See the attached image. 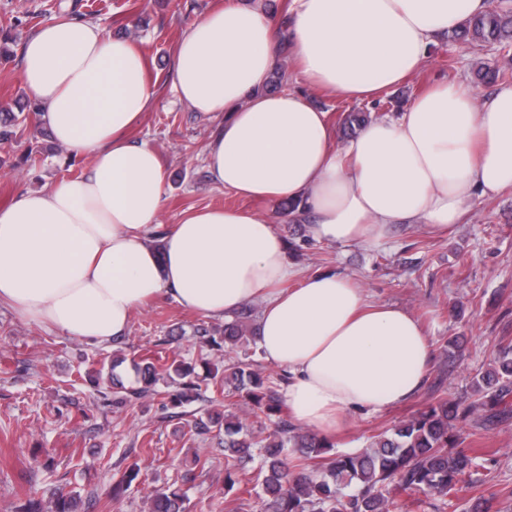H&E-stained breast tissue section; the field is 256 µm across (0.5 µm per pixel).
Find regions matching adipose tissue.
<instances>
[{
    "instance_id": "obj_1",
    "label": "adipose tissue",
    "mask_w": 512,
    "mask_h": 512,
    "mask_svg": "<svg viewBox=\"0 0 512 512\" xmlns=\"http://www.w3.org/2000/svg\"><path fill=\"white\" fill-rule=\"evenodd\" d=\"M488 6L289 0L284 28L261 0L200 15L174 47L172 85L194 111L224 118L204 156L212 179L247 200L297 202L294 218L312 215L308 233L325 244L373 248L399 224L460 223L475 194L512 188V85L480 97L467 82L441 83L402 112L361 122L341 146L327 112L266 85L286 45L316 91L371 101ZM21 79L55 143L92 165L0 208V303L91 344L122 338L137 306L164 297L220 319L258 304V352L286 375L288 413L323 436L423 389L431 347L415 317L368 302L342 272L302 273L255 211L205 207L162 227L160 157L128 137L154 97L130 41L56 19L27 39Z\"/></svg>"
}]
</instances>
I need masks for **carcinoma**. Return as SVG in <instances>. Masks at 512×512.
Listing matches in <instances>:
<instances>
[{
  "instance_id": "carcinoma-1",
  "label": "carcinoma",
  "mask_w": 512,
  "mask_h": 512,
  "mask_svg": "<svg viewBox=\"0 0 512 512\" xmlns=\"http://www.w3.org/2000/svg\"><path fill=\"white\" fill-rule=\"evenodd\" d=\"M489 8L467 19L448 37L481 47L497 44L507 52L512 48V0H488ZM480 81L492 84L512 81V71L495 63H483L477 70ZM18 112L0 111V141L9 142L22 133ZM216 328L199 327L196 333L211 347L233 348L248 332L242 317L224 324L223 342L215 339ZM127 365L133 384L125 385L117 369ZM212 379L222 378L228 394L251 402L256 417L274 416V428L267 435L253 434L232 414L211 415L194 423L199 433L224 432V448L235 463L224 467V495L243 485L252 486L265 512H398L394 499L398 491H418L437 495L446 502L465 488L476 489L484 454L459 447L462 424L474 421L485 429L512 418V346L499 349L495 366L475 376L471 401L448 404L438 400L392 429L373 437L361 451L332 453L333 444L324 438L303 436L288 419L278 384L284 376H266L254 363L241 360L224 369L206 363ZM104 399L120 408L137 401H159L166 409H179L204 400L195 365L174 354L132 356L120 352L112 356L107 372ZM302 449V457L292 460L286 448ZM186 495L180 488L158 491L150 512H185ZM77 497L57 488L47 502L28 500L23 512H74Z\"/></svg>"
}]
</instances>
